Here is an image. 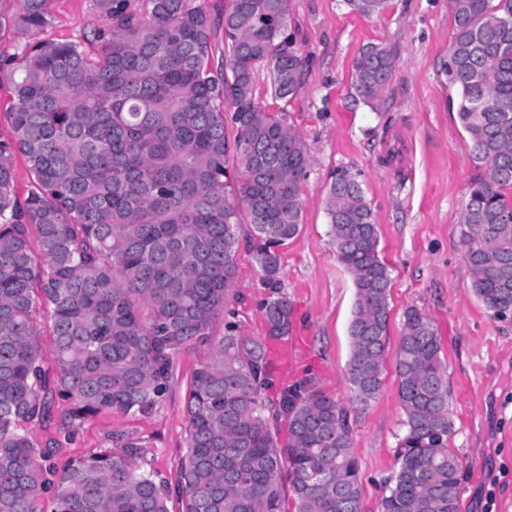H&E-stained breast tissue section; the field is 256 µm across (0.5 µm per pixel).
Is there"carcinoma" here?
Listing matches in <instances>:
<instances>
[{
    "label": "carcinoma",
    "instance_id": "carcinoma-1",
    "mask_svg": "<svg viewBox=\"0 0 512 512\" xmlns=\"http://www.w3.org/2000/svg\"><path fill=\"white\" fill-rule=\"evenodd\" d=\"M8 25H49L48 0H22ZM108 29L90 54L43 39L0 68L12 91L0 134V512H362L348 411L311 378L282 387L275 406L265 340L243 336L228 309L236 277V225L247 213L270 292L267 338L288 335L293 306L281 291L278 247L300 230L301 185L311 159L288 113L256 106V74L292 97L307 62L287 34L288 0H231L224 47L195 0H94ZM363 15L386 0H347ZM454 33L446 74L480 174L464 205L460 238L471 286L500 318L512 315V0H449ZM394 57L374 44L353 63L356 96L375 108ZM232 108L224 115L225 106ZM238 129L244 178L228 176L226 122ZM32 183L18 195L14 161ZM326 212L336 260L356 299L347 380L355 401L378 393L388 353L391 278L360 172L336 168ZM36 242L43 262L35 261ZM52 322L55 373L41 360L38 317ZM203 346L186 405V451L174 483L144 467L139 441L78 459L62 473L24 431L54 398L70 429L102 412L146 413L160 404L176 355ZM405 432L380 512H458L460 461L448 448L447 369L429 319L403 314L394 353ZM288 423L280 442L278 422Z\"/></svg>",
    "mask_w": 512,
    "mask_h": 512
}]
</instances>
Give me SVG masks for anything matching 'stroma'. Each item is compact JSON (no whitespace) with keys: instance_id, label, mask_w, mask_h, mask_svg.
I'll return each mask as SVG.
<instances>
[{"instance_id":"obj_1","label":"stroma","mask_w":512,"mask_h":512,"mask_svg":"<svg viewBox=\"0 0 512 512\" xmlns=\"http://www.w3.org/2000/svg\"><path fill=\"white\" fill-rule=\"evenodd\" d=\"M48 11L46 28L0 38V66L24 43L78 42L106 25L94 0H49ZM452 33L448 0H388L372 16L347 0H290L288 34L308 60L304 86L281 100L262 73L254 89L263 111H287L312 159L302 186L301 230L281 249L282 291L293 304L295 330L306 338L291 376L314 374L324 393L350 406L362 512H379L405 426L393 360H386L380 390L367 404L354 405L347 381L355 288L334 255L325 211L329 175L341 166L360 171L379 225L380 255L392 280L390 348L399 344L410 307L428 317L438 336L448 373V446L461 463L459 512H512V319L494 317L474 295L462 257L460 218L478 170L469 137L449 106L454 92L445 65ZM371 44L388 47L395 57L375 109L359 101L352 86L353 61ZM237 236L241 301L234 320L241 334L260 338L267 292L259 281L252 224H238ZM202 357L199 349L177 355L165 399L150 412L101 413L70 433L54 406L28 429L49 445L55 470L111 449L113 436L124 434L139 440L146 469L173 478L185 452L187 386Z\"/></svg>"}]
</instances>
